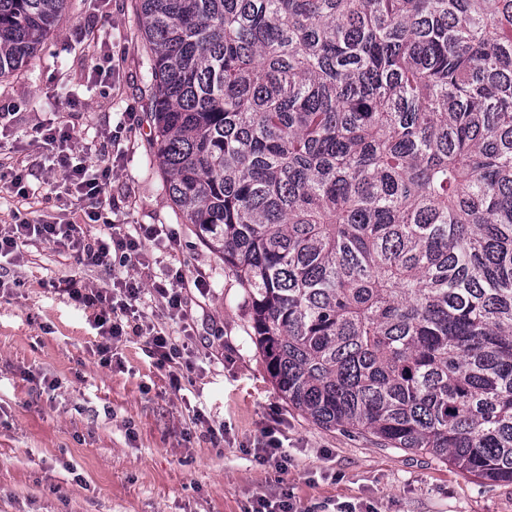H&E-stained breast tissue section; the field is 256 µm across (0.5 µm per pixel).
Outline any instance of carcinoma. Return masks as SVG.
Instances as JSON below:
<instances>
[{
    "mask_svg": "<svg viewBox=\"0 0 512 512\" xmlns=\"http://www.w3.org/2000/svg\"><path fill=\"white\" fill-rule=\"evenodd\" d=\"M67 0H0V78ZM154 155L293 408L512 484V0H135Z\"/></svg>",
    "mask_w": 512,
    "mask_h": 512,
    "instance_id": "obj_1",
    "label": "carcinoma"
}]
</instances>
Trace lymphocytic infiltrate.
I'll return each mask as SVG.
<instances>
[{"instance_id": "f902f5d3", "label": "lymphocytic infiltrate", "mask_w": 512, "mask_h": 512, "mask_svg": "<svg viewBox=\"0 0 512 512\" xmlns=\"http://www.w3.org/2000/svg\"><path fill=\"white\" fill-rule=\"evenodd\" d=\"M64 179L78 195L84 220L79 224H48L28 218L19 212L13 223L0 226V260H14L25 247L39 242L67 252L86 268L134 266L135 275L113 279L111 287L96 288L82 280H65L63 291L84 308L93 310V325L101 342L97 347L102 366L112 364V344L123 336H145L148 352L160 365L177 364L183 360L188 346L162 328L147 327L142 322L138 303L144 294L160 301L168 313H183L182 295L177 289L181 271L166 269L163 277H155V264L146 250L147 242L165 245L176 251L180 243L175 234L162 224L140 226L129 232L104 221L106 189L109 170H99L88 162L87 147L77 148L72 154L58 159Z\"/></svg>"}]
</instances>
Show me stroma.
<instances>
[{"mask_svg": "<svg viewBox=\"0 0 512 512\" xmlns=\"http://www.w3.org/2000/svg\"><path fill=\"white\" fill-rule=\"evenodd\" d=\"M121 57L112 68V54ZM152 82L134 0H70L43 50L0 79V99L21 109L0 126V165L32 169L30 194L0 190V225L16 211L81 223L54 155L91 145L111 168L108 221L164 224L180 239L164 264L181 269L184 318L153 296L140 308L191 351V365L159 366L144 339L115 343L99 363L97 329L48 281L71 276L97 288L130 267L83 269L53 246L27 247L8 266L16 285L0 298V512H254L291 498L297 512H512V484L482 483L431 456L382 448L314 424L282 398L251 336L244 289L201 244L165 191L150 145ZM139 121L119 146L126 111ZM64 126L74 144L32 140V127ZM205 280V290L194 287ZM179 387H172V377ZM287 469L259 462L269 439Z\"/></svg>", "mask_w": 512, "mask_h": 512, "instance_id": "obj_1", "label": "stroma"}]
</instances>
